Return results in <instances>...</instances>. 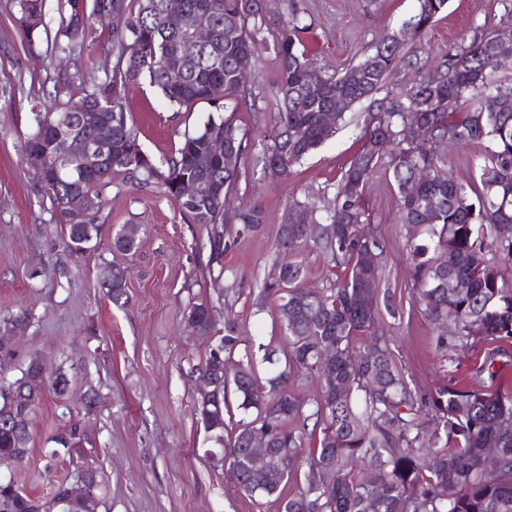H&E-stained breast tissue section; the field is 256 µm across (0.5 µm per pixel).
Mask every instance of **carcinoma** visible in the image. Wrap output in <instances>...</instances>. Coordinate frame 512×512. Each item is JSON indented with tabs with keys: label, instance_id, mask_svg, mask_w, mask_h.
<instances>
[{
	"label": "carcinoma",
	"instance_id": "cac0c4a2",
	"mask_svg": "<svg viewBox=\"0 0 512 512\" xmlns=\"http://www.w3.org/2000/svg\"><path fill=\"white\" fill-rule=\"evenodd\" d=\"M23 37L32 41L47 30V0H14ZM168 0H66L54 49L60 56L75 42L95 41L96 26L113 12L126 16V28L112 32L117 59L112 74L83 83L79 96L59 107L32 109L33 132L23 154L38 157L36 173L65 230V248L79 255L98 238V214L112 174L125 171L145 186H155L192 224L208 226V268L223 266L224 252L235 237L258 227L256 215L242 213V227L233 230L226 216L227 199L235 192L239 166L228 169L210 143L224 139L225 150L242 160L247 132L234 114L223 113L224 99L252 95L237 74L238 61H257L266 48L269 26L277 28L274 43L280 63L274 96L280 104L265 167L276 165L286 175L319 148L346 122L343 102L366 103L361 147L336 184L333 207L318 219L298 206L288 223L278 226L277 258L254 298L256 314L275 306L283 330V358L273 359L262 342L241 347L238 322L224 320L217 328V307L194 303L189 318L198 335L214 341L203 373L220 371V406L193 408L203 431L224 437V474L235 491L256 502L269 499L278 512H512V395L498 391L444 385L418 394L399 368L390 340L379 334L378 302L390 315L394 295L376 287L383 263L367 267L363 254L385 253V243L369 228L361 199L367 183L385 168L399 193L401 223L411 227L407 239L416 263L412 297L421 314L437 329L436 347L464 350L475 337L512 340V284L496 279L497 261L512 258V81L494 66L492 33L474 29L448 45L442 61L406 91L378 98L392 72L423 71L429 58L424 46L406 49L410 35L429 30L445 12L448 0H418V9L401 23L399 33L384 36L375 52L343 72L326 74L314 68L299 37L297 20L276 22L262 0H181L185 11L202 10L214 32L198 48L184 47L185 33ZM149 81L176 111L200 102L214 105L217 115L185 134L174 156L161 163L146 154L137 133L128 126L124 92L128 85ZM99 113L112 123V146L92 171L65 154L69 133L89 137L93 123L85 113ZM324 112L336 113L335 125L322 124ZM448 136L456 145L478 144L484 152L469 186L445 170L435 140ZM427 179L408 192L403 186L420 171ZM204 178L208 196L186 202L184 181ZM88 201L85 223L73 224L63 208L70 197ZM311 241L344 278L322 291L303 287L304 266L290 262L288 251ZM113 248L131 253L139 248L135 227L113 238ZM446 270L443 285L433 275ZM126 275L112 269L109 294L119 301ZM450 321L448 330L440 321ZM327 360L321 376L318 362ZM271 366L260 375L258 363ZM39 375L31 359L15 380L0 382V455L24 461L31 433L5 417L9 404H23L30 414L46 392L65 397L68 374L57 369L45 389L28 387L18 394L16 382ZM316 380V393L302 398L289 381ZM235 405H230L229 396ZM268 433L275 447L267 449L266 475L256 476L250 464L252 430ZM499 450L495 471L485 464V450ZM84 472L76 468L59 483L51 498L23 493L11 481H0V512H69L60 504L63 490Z\"/></svg>",
	"mask_w": 512,
	"mask_h": 512
}]
</instances>
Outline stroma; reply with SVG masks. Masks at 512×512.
I'll list each match as a JSON object with an SVG mask.
<instances>
[{
	"mask_svg": "<svg viewBox=\"0 0 512 512\" xmlns=\"http://www.w3.org/2000/svg\"><path fill=\"white\" fill-rule=\"evenodd\" d=\"M62 0H49L48 33L26 40L15 19L13 0H0V336L4 320L20 311L31 321L14 345L7 378L18 375L29 356H44L71 379L66 398L47 395L33 416V442L25 463L0 464V479L22 490L50 496L58 481L76 467L99 475L97 512H277L274 502L256 504L236 494L222 468L203 459L202 427L193 415L198 369L210 346L185 333L180 313L188 306L227 294L225 312L240 325L245 343L260 338L282 346L271 312L255 314L253 298L277 256L275 235L294 203L325 210L345 165L360 147V126L339 129L288 175L264 169L262 157L276 129L278 107L272 86L279 72L274 48H266L250 77L253 96L236 102L238 124L248 140L240 165L235 209L259 216L257 230L242 234L224 255L223 272L207 268L206 229L189 223L156 188L137 186L115 173L99 213L100 236L91 251L72 257L61 241L50 201L25 162L22 146L31 133L33 104L53 98L59 80L78 90L83 80L103 77L116 61L110 33H103L91 60L74 53L66 69L54 58L51 36ZM293 8L304 27L302 40L314 66L334 72L371 55L378 39L398 30L417 0H265L272 18ZM482 27L512 32V14L500 0H449L446 11L420 38L438 63L449 44ZM129 126L154 160L170 157L185 132L214 112L209 104L193 111L169 109L147 81L125 90ZM396 187L377 172L364 205L378 237L386 244L382 287L396 296L397 315L379 321L392 340L407 378L421 391L443 383L491 387L512 393V342L478 340L468 352L438 353L435 330L412 301L413 257L406 247ZM140 227L132 254L115 251L112 241L125 225ZM127 269L126 300L113 303L104 277L112 267ZM494 356L496 377L482 372ZM96 394L85 409L87 394ZM76 427L73 448L47 460L48 440Z\"/></svg>",
	"mask_w": 512,
	"mask_h": 512,
	"instance_id": "obj_1",
	"label": "stroma"
}]
</instances>
